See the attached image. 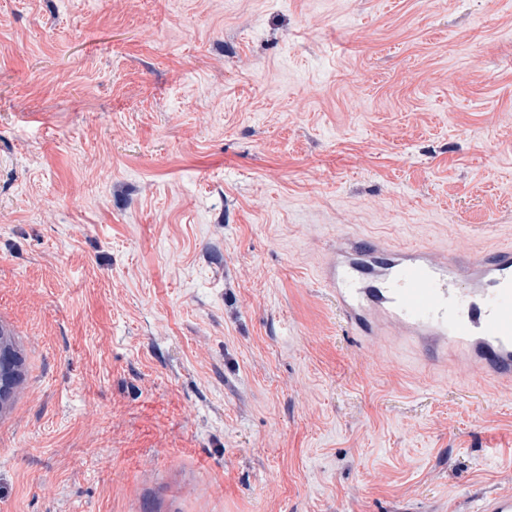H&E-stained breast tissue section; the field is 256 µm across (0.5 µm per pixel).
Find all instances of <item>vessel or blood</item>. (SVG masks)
<instances>
[{
  "mask_svg": "<svg viewBox=\"0 0 512 512\" xmlns=\"http://www.w3.org/2000/svg\"><path fill=\"white\" fill-rule=\"evenodd\" d=\"M320 280L343 320L512 383V246L484 257L337 237ZM475 512H512V492H485Z\"/></svg>",
  "mask_w": 512,
  "mask_h": 512,
  "instance_id": "obj_1",
  "label": "vessel or blood"
}]
</instances>
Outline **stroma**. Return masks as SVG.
I'll list each match as a JSON object with an SVG mask.
<instances>
[{
    "mask_svg": "<svg viewBox=\"0 0 512 512\" xmlns=\"http://www.w3.org/2000/svg\"><path fill=\"white\" fill-rule=\"evenodd\" d=\"M346 234L512 246V0H0V512L512 490V390L347 327Z\"/></svg>",
    "mask_w": 512,
    "mask_h": 512,
    "instance_id": "stroma-1",
    "label": "stroma"
}]
</instances>
